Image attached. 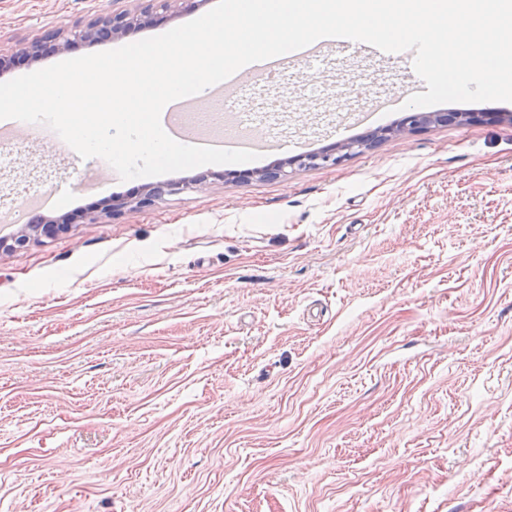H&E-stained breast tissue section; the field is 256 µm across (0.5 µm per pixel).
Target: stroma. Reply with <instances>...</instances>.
I'll use <instances>...</instances> for the list:
<instances>
[{"mask_svg":"<svg viewBox=\"0 0 512 512\" xmlns=\"http://www.w3.org/2000/svg\"><path fill=\"white\" fill-rule=\"evenodd\" d=\"M142 6L0 0V53ZM150 6L137 39L209 10ZM395 97L397 59L298 64L262 119L289 150L249 180L103 176L59 198L67 230L0 254V512H512V102L412 131L379 110L386 137L353 147L350 115ZM13 143L0 193L71 179L76 159Z\"/></svg>","mask_w":512,"mask_h":512,"instance_id":"1","label":"stroma"}]
</instances>
